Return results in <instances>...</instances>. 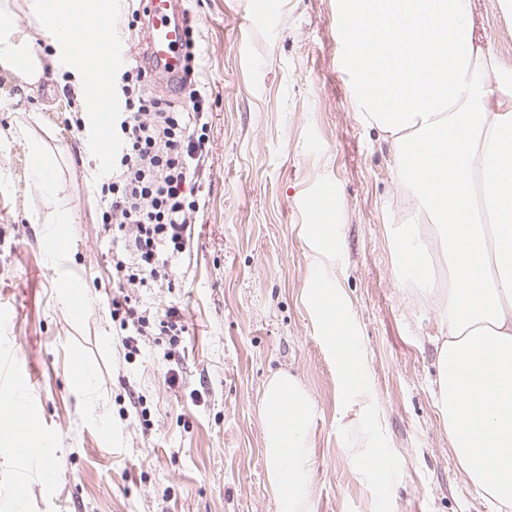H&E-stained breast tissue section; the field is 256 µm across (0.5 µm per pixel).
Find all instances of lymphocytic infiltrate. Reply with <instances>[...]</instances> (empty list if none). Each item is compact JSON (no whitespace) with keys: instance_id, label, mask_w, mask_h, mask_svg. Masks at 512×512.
<instances>
[{"instance_id":"lymphocytic-infiltrate-1","label":"lymphocytic infiltrate","mask_w":512,"mask_h":512,"mask_svg":"<svg viewBox=\"0 0 512 512\" xmlns=\"http://www.w3.org/2000/svg\"><path fill=\"white\" fill-rule=\"evenodd\" d=\"M134 81L121 85L125 110L111 130V163L100 187L102 230L112 241L111 301L125 350H138L140 337L159 330L170 346L181 343L185 331L180 308L149 310L133 304V288H160L171 282L174 258L189 253L197 209L192 194L208 155V143L198 135L205 126L196 72L184 68L175 90L191 88L190 103L174 109L147 89L152 69L138 65Z\"/></svg>"}]
</instances>
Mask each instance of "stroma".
Instances as JSON below:
<instances>
[{"label": "stroma", "mask_w": 512, "mask_h": 512, "mask_svg": "<svg viewBox=\"0 0 512 512\" xmlns=\"http://www.w3.org/2000/svg\"><path fill=\"white\" fill-rule=\"evenodd\" d=\"M180 0L200 51L209 161L194 197L192 251L175 260L168 288H136L145 305L182 308L185 347L167 336L126 355L113 334L112 244L101 232L89 130L88 88L49 38L30 52L45 73L30 89L0 67V357L37 366L29 393L37 429L56 452L16 465L0 433V512H279L266 479L257 406L275 372L309 391L314 452L313 512H496L454 456L434 405V310L394 272L389 227L406 219L404 191L388 150L360 124L341 64L335 0ZM476 34L512 67V15L499 0H475ZM142 0H113L116 35L141 57L148 18ZM58 170L71 249L45 247V198L30 165L31 140ZM330 185L321 211L302 202ZM346 301L347 333L359 357L347 392L335 351L315 316L317 284ZM87 305L75 316L64 289ZM94 370L93 399L109 428L80 407L73 360ZM140 396L131 404L129 393ZM364 415L346 427L349 396ZM392 458L387 471L357 459L369 445Z\"/></svg>", "instance_id": "35a3bbf8"}]
</instances>
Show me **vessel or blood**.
Masks as SVG:
<instances>
[{
    "label": "vessel or blood",
    "instance_id": "vessel-or-blood-1",
    "mask_svg": "<svg viewBox=\"0 0 512 512\" xmlns=\"http://www.w3.org/2000/svg\"><path fill=\"white\" fill-rule=\"evenodd\" d=\"M178 0H148L150 25L145 39V54L158 62L160 67L175 68L178 50L185 39L183 25L168 22L166 15ZM112 5L110 0H99L97 4L100 26L96 31V48L85 49L83 64L90 77L91 106L96 117V143L100 162H107L110 155L109 126L114 102L103 82L106 73L124 65L126 56L121 41L114 39L108 29ZM37 374L31 366L12 363L7 380L0 384V409L7 414L0 422V429L13 434L10 449L17 461H26L33 453L28 440L21 438V431L32 427L37 409L26 399V394L36 382Z\"/></svg>",
    "mask_w": 512,
    "mask_h": 512
}]
</instances>
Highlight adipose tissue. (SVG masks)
Returning a JSON list of instances; mask_svg holds the SVG:
<instances>
[{
    "mask_svg": "<svg viewBox=\"0 0 512 512\" xmlns=\"http://www.w3.org/2000/svg\"><path fill=\"white\" fill-rule=\"evenodd\" d=\"M16 0H0V64L37 84L41 57L17 45ZM32 33L59 46L91 28V0H25ZM343 65L362 124L388 145L409 209L391 227L397 270L437 311L434 398L469 482L512 507V69L476 44L473 0H336ZM32 177L51 224L56 173L40 142ZM318 310L336 313L332 339L346 380L357 355L345 301L323 289ZM314 403L295 377L275 374L258 405L266 475L280 512H311Z\"/></svg>",
    "mask_w": 512,
    "mask_h": 512,
    "instance_id": "obj_1",
    "label": "adipose tissue"
}]
</instances>
